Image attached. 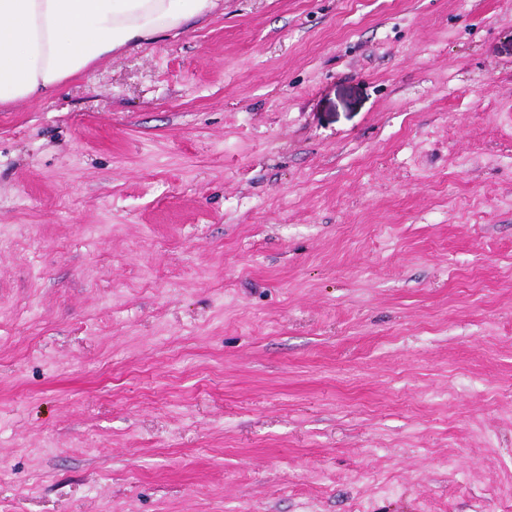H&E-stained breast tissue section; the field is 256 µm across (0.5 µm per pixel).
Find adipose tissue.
Wrapping results in <instances>:
<instances>
[{
	"mask_svg": "<svg viewBox=\"0 0 512 512\" xmlns=\"http://www.w3.org/2000/svg\"><path fill=\"white\" fill-rule=\"evenodd\" d=\"M215 0H0V106L205 18Z\"/></svg>",
	"mask_w": 512,
	"mask_h": 512,
	"instance_id": "1",
	"label": "adipose tissue"
}]
</instances>
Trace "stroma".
Here are the masks:
<instances>
[{"instance_id":"obj_1","label":"stroma","mask_w":512,"mask_h":512,"mask_svg":"<svg viewBox=\"0 0 512 512\" xmlns=\"http://www.w3.org/2000/svg\"><path fill=\"white\" fill-rule=\"evenodd\" d=\"M0 512H512V0H219L1 107Z\"/></svg>"}]
</instances>
